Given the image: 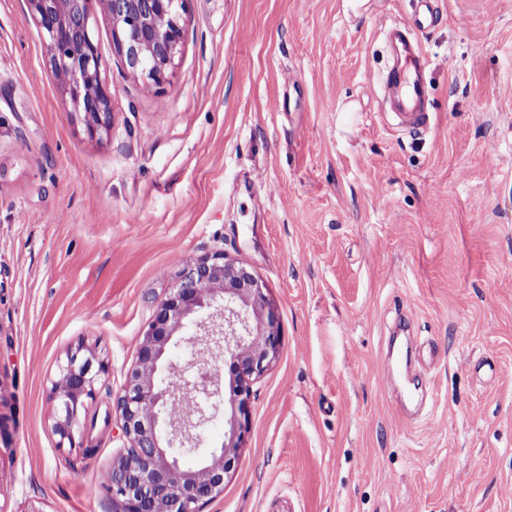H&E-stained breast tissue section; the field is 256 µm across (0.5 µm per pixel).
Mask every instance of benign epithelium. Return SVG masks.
<instances>
[{"label": "benign epithelium", "mask_w": 512, "mask_h": 512, "mask_svg": "<svg viewBox=\"0 0 512 512\" xmlns=\"http://www.w3.org/2000/svg\"><path fill=\"white\" fill-rule=\"evenodd\" d=\"M52 70L67 72L64 103L83 115L92 137L109 133L112 92L101 78L102 60L93 37L98 15L112 23L114 52L134 77L156 86L169 82L190 19L184 0H28ZM265 296L246 267L215 254L188 264L156 306L142 333L137 361L115 400L126 451L112 462L103 490L114 512H200L224 491V477L238 461L235 451L248 423L250 380L262 375L279 352L280 332L265 314ZM191 347L196 375H179L173 351ZM228 361L229 389L211 368ZM106 371L82 346L70 352L52 384L54 431L59 444H74L80 411L94 398ZM228 430L194 468L180 452L200 446V431L218 417Z\"/></svg>", "instance_id": "1"}]
</instances>
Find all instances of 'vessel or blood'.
I'll use <instances>...</instances> for the list:
<instances>
[{
    "label": "vessel or blood",
    "instance_id": "vessel-or-blood-1",
    "mask_svg": "<svg viewBox=\"0 0 512 512\" xmlns=\"http://www.w3.org/2000/svg\"><path fill=\"white\" fill-rule=\"evenodd\" d=\"M421 17L411 24H397L387 33L393 64L383 79L384 98L400 127L409 133L423 132L429 123L426 104L429 88L423 79L425 61L417 34L433 15V0H417Z\"/></svg>",
    "mask_w": 512,
    "mask_h": 512
}]
</instances>
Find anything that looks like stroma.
Returning a JSON list of instances; mask_svg holds the SVG:
<instances>
[{
  "label": "stroma",
  "mask_w": 512,
  "mask_h": 512,
  "mask_svg": "<svg viewBox=\"0 0 512 512\" xmlns=\"http://www.w3.org/2000/svg\"><path fill=\"white\" fill-rule=\"evenodd\" d=\"M414 7L186 0L161 86L99 18L92 137L26 0H0V512H112L113 401L157 302L216 253L265 284L280 346L202 512H512V0H437L411 135L378 80ZM398 325L419 359L387 382ZM81 345L106 371L62 448L50 390Z\"/></svg>",
  "instance_id": "1"
}]
</instances>
